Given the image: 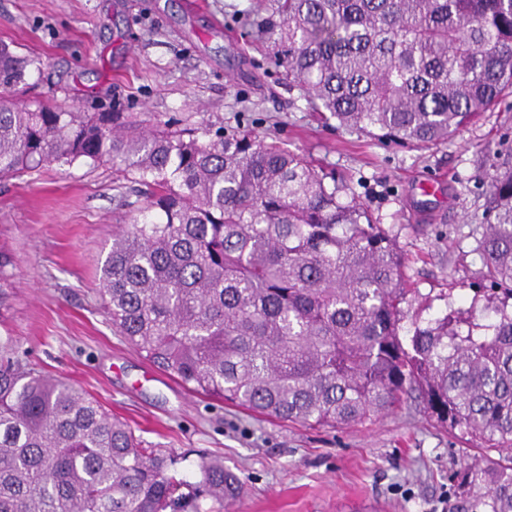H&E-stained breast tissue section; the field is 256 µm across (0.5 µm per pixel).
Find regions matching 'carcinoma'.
<instances>
[{"label":"carcinoma","instance_id":"cac0c4a2","mask_svg":"<svg viewBox=\"0 0 512 512\" xmlns=\"http://www.w3.org/2000/svg\"><path fill=\"white\" fill-rule=\"evenodd\" d=\"M258 32L308 108L416 149L512 97V0H264ZM42 60L0 41V181L111 162L145 187L98 289L112 328L193 392L310 426L415 398L480 455L448 512H512V147L481 150L477 241L488 288L403 326L405 258L371 212L302 153L250 133L58 110L18 92ZM145 448L94 397L0 336V512H204L238 477Z\"/></svg>","mask_w":512,"mask_h":512}]
</instances>
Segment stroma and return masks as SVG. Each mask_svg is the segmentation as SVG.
Wrapping results in <instances>:
<instances>
[{
	"label": "stroma",
	"mask_w": 512,
	"mask_h": 512,
	"mask_svg": "<svg viewBox=\"0 0 512 512\" xmlns=\"http://www.w3.org/2000/svg\"><path fill=\"white\" fill-rule=\"evenodd\" d=\"M252 0H0V40L39 56L45 104L128 111L251 132L309 155L345 180L396 236L409 315L471 299L487 183L477 146L512 136V109L488 112L429 151L385 146L311 112L236 15ZM133 188L82 164L0 182V253L10 260L9 331L38 370L73 383L145 445L223 457L242 484L237 512H448V474L470 455L405 408L329 428L260 417L184 388L113 330L96 275Z\"/></svg>",
	"instance_id": "obj_1"
}]
</instances>
